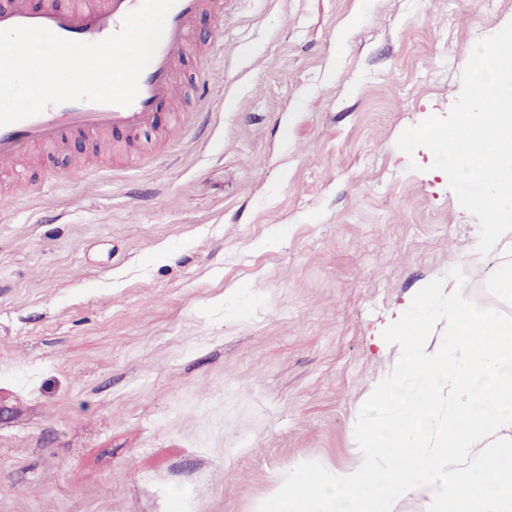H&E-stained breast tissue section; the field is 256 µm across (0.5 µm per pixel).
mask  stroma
Masks as SVG:
<instances>
[{"mask_svg":"<svg viewBox=\"0 0 512 512\" xmlns=\"http://www.w3.org/2000/svg\"><path fill=\"white\" fill-rule=\"evenodd\" d=\"M512 0H224L181 64L203 133L130 168L44 154L0 197V512H257L355 458L393 303L478 221L395 143L446 115ZM224 46L201 56L216 25Z\"/></svg>","mask_w":512,"mask_h":512,"instance_id":"1","label":"stroma"}]
</instances>
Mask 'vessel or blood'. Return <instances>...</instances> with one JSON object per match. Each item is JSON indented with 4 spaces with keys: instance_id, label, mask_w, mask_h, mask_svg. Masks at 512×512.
Segmentation results:
<instances>
[{
    "instance_id": "b4317fda",
    "label": "vessel or blood",
    "mask_w": 512,
    "mask_h": 512,
    "mask_svg": "<svg viewBox=\"0 0 512 512\" xmlns=\"http://www.w3.org/2000/svg\"><path fill=\"white\" fill-rule=\"evenodd\" d=\"M140 4L141 0H72L69 6L60 7L47 0L41 9L34 10L26 0H11L8 6L0 7V28L38 25L65 39L96 42L117 31L124 16ZM206 12L223 15V0H177L131 105L67 102L0 127V173L19 165L25 146L47 148L71 136L99 139L121 134L130 139L144 131L160 129L158 109L176 95L178 68L190 48L194 22Z\"/></svg>"
}]
</instances>
